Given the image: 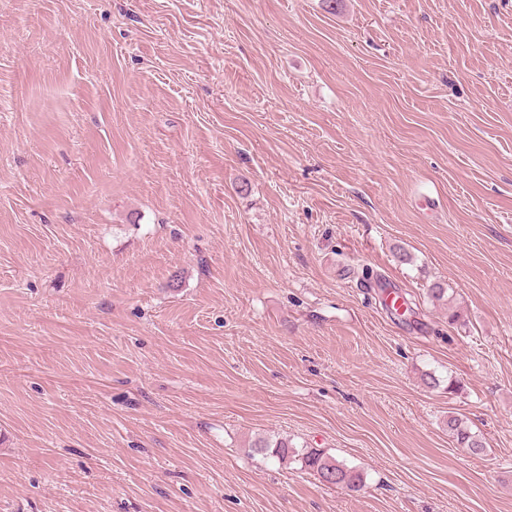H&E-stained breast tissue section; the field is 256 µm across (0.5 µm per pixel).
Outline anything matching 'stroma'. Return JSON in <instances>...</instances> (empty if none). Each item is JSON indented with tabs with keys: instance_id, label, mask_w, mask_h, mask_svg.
<instances>
[{
	"instance_id": "stroma-1",
	"label": "stroma",
	"mask_w": 512,
	"mask_h": 512,
	"mask_svg": "<svg viewBox=\"0 0 512 512\" xmlns=\"http://www.w3.org/2000/svg\"><path fill=\"white\" fill-rule=\"evenodd\" d=\"M0 512H512V0H0ZM448 432L456 440L461 448H464L472 455H479L484 452L485 444L479 435L471 433L462 422L454 417L448 419ZM259 449L261 452L271 451L272 456L282 460L288 457H298L302 467L316 472L320 479L329 485L348 491H359L362 487L363 475L358 470L348 467L323 451L304 448L300 453L297 448L288 445V440L276 441L273 446L266 444Z\"/></svg>"
}]
</instances>
